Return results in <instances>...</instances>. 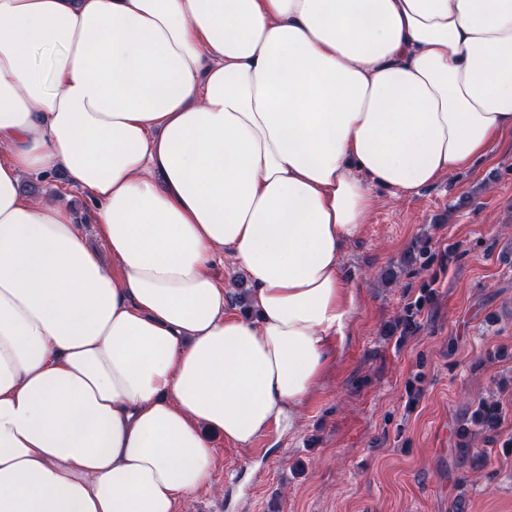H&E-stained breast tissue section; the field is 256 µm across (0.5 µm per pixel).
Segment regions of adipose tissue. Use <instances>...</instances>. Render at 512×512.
<instances>
[{
    "label": "adipose tissue",
    "instance_id": "ef3b65f1",
    "mask_svg": "<svg viewBox=\"0 0 512 512\" xmlns=\"http://www.w3.org/2000/svg\"><path fill=\"white\" fill-rule=\"evenodd\" d=\"M511 130L512 0H0V512H175L337 358L373 188ZM21 188L26 194L52 197L64 203L72 204L78 223L83 224L89 233L90 243L101 250L106 261H109L103 243L94 229L92 203L82 191L67 184V179L63 173L49 177L38 174L27 175L24 177Z\"/></svg>",
    "mask_w": 512,
    "mask_h": 512
}]
</instances>
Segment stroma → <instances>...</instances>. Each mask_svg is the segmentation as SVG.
Here are the masks:
<instances>
[{
	"label": "stroma",
	"instance_id": "stroma-1",
	"mask_svg": "<svg viewBox=\"0 0 512 512\" xmlns=\"http://www.w3.org/2000/svg\"><path fill=\"white\" fill-rule=\"evenodd\" d=\"M24 193L72 204L94 247L88 197L64 174L25 176ZM459 257L438 275L422 328L403 341L384 324L422 276L386 286L416 238ZM354 297L350 335L292 430L271 427L248 446L211 435V487L177 512H512V448L479 442L484 478L455 455L454 430L495 396L512 436V132L485 155L407 197L376 189L363 233L345 250Z\"/></svg>",
	"mask_w": 512,
	"mask_h": 512
}]
</instances>
